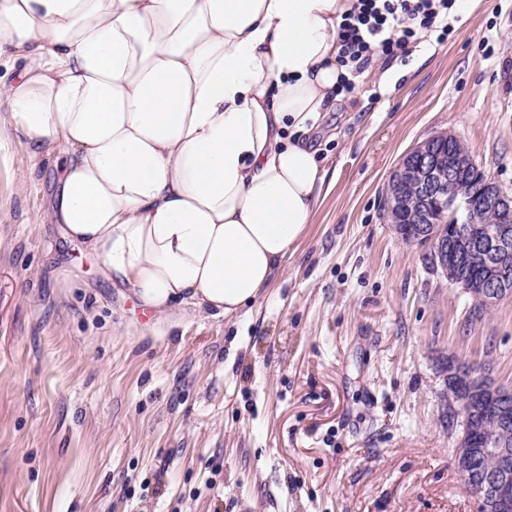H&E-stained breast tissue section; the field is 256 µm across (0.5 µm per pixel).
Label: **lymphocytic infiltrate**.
<instances>
[{
	"instance_id": "f902f5d3",
	"label": "lymphocytic infiltrate",
	"mask_w": 512,
	"mask_h": 512,
	"mask_svg": "<svg viewBox=\"0 0 512 512\" xmlns=\"http://www.w3.org/2000/svg\"><path fill=\"white\" fill-rule=\"evenodd\" d=\"M454 4L455 0H356L338 32L340 62L351 70L350 76L340 80V93H353V73L373 58H405L426 35L447 41L453 31L450 15Z\"/></svg>"
}]
</instances>
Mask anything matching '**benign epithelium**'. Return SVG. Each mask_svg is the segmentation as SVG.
<instances>
[{"label": "benign epithelium", "instance_id": "1", "mask_svg": "<svg viewBox=\"0 0 512 512\" xmlns=\"http://www.w3.org/2000/svg\"><path fill=\"white\" fill-rule=\"evenodd\" d=\"M459 142L440 132L416 143L392 171L383 207L401 215L402 223L393 225L401 241L425 243L434 268L487 309L512 296V192L457 154ZM476 174L483 176L478 193ZM472 266L479 274L469 278ZM448 385L449 404L464 422L454 452L463 485L483 512H512V391L454 359L448 360ZM483 455L494 459L495 469L479 470Z\"/></svg>", "mask_w": 512, "mask_h": 512}]
</instances>
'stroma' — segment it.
Instances as JSON below:
<instances>
[{
  "label": "stroma",
  "instance_id": "stroma-1",
  "mask_svg": "<svg viewBox=\"0 0 512 512\" xmlns=\"http://www.w3.org/2000/svg\"><path fill=\"white\" fill-rule=\"evenodd\" d=\"M453 27L321 117L336 181L229 321L150 320L45 223L57 168L0 139V512H478L448 362L512 388V296L479 309L382 208L401 157L447 130L512 190V0Z\"/></svg>",
  "mask_w": 512,
  "mask_h": 512
}]
</instances>
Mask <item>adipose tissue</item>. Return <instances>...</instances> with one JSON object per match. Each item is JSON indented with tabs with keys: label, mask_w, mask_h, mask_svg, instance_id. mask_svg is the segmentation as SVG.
<instances>
[{
	"label": "adipose tissue",
	"mask_w": 512,
	"mask_h": 512,
	"mask_svg": "<svg viewBox=\"0 0 512 512\" xmlns=\"http://www.w3.org/2000/svg\"><path fill=\"white\" fill-rule=\"evenodd\" d=\"M355 0H0V106L44 214L156 323L234 318L305 237Z\"/></svg>",
	"instance_id": "obj_1"
}]
</instances>
